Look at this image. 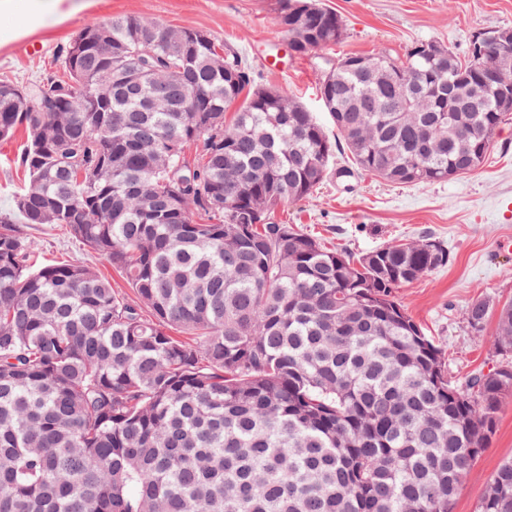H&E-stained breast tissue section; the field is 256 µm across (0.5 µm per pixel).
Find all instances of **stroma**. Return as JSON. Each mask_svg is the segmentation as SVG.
Returning a JSON list of instances; mask_svg holds the SVG:
<instances>
[{
  "label": "stroma",
  "mask_w": 512,
  "mask_h": 512,
  "mask_svg": "<svg viewBox=\"0 0 512 512\" xmlns=\"http://www.w3.org/2000/svg\"><path fill=\"white\" fill-rule=\"evenodd\" d=\"M342 16L346 34L336 45L295 57L278 23L276 0H96L55 29L38 31L0 45V80L21 84L57 70L63 46L91 20L136 16L210 32L235 47L256 84L296 96L324 126L337 130L317 97L327 63L346 54L384 50L403 54L411 44L435 41L467 55L483 32L512 28V0H324ZM19 140L0 142V210H9L26 176L14 158ZM339 154L333 171L306 200L278 208L275 219L319 239L327 248L359 253L396 240L431 235L448 249L450 261L396 296L428 335L445 348L448 372L465 377L488 372L498 357L485 335L463 323L471 300L512 299V120L501 125L495 146L476 171L428 186L396 185L357 175L336 178L349 167ZM37 263L85 261L83 244L62 226L33 228ZM512 458V400L498 415L496 432L471 468L453 512H478L485 486L498 466Z\"/></svg>",
  "instance_id": "1"
}]
</instances>
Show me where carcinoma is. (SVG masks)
Here are the masks:
<instances>
[{
	"mask_svg": "<svg viewBox=\"0 0 512 512\" xmlns=\"http://www.w3.org/2000/svg\"><path fill=\"white\" fill-rule=\"evenodd\" d=\"M296 2L279 0L294 55L342 39L335 10ZM163 27L93 21L62 73L0 81V140L26 134L27 174L0 213V512H452L512 399V301L469 303L472 332L496 318L500 362L454 383L396 297L448 264L441 242L352 255L273 214L341 149L394 184L478 169L512 114L484 68L512 84V40L336 59L318 87L333 142L232 47ZM45 225L91 261L31 263ZM479 512H512V459Z\"/></svg>",
	"mask_w": 512,
	"mask_h": 512,
	"instance_id": "carcinoma-1",
	"label": "carcinoma"
}]
</instances>
